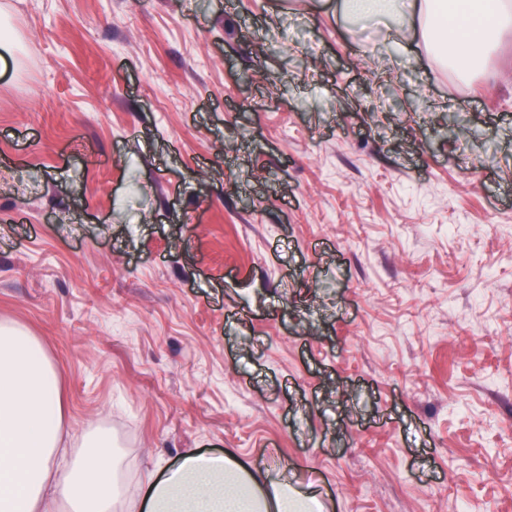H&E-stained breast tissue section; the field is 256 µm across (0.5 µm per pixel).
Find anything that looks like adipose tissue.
I'll return each instance as SVG.
<instances>
[{
	"instance_id": "1",
	"label": "adipose tissue",
	"mask_w": 512,
	"mask_h": 512,
	"mask_svg": "<svg viewBox=\"0 0 512 512\" xmlns=\"http://www.w3.org/2000/svg\"><path fill=\"white\" fill-rule=\"evenodd\" d=\"M342 18L391 23L413 18L423 43L448 31L442 48L460 72L483 69L512 32V0H340ZM63 427L58 383L40 342L0 330V512H112L123 489L113 478L112 439L89 435L84 453L60 467ZM137 512H312L309 500L267 490L248 467L224 455L190 454L165 475L144 471L131 499Z\"/></svg>"
}]
</instances>
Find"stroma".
Listing matches in <instances>:
<instances>
[{"label": "stroma", "mask_w": 512, "mask_h": 512, "mask_svg": "<svg viewBox=\"0 0 512 512\" xmlns=\"http://www.w3.org/2000/svg\"><path fill=\"white\" fill-rule=\"evenodd\" d=\"M0 326L119 481L512 512V85L336 0H0Z\"/></svg>", "instance_id": "stroma-1"}]
</instances>
